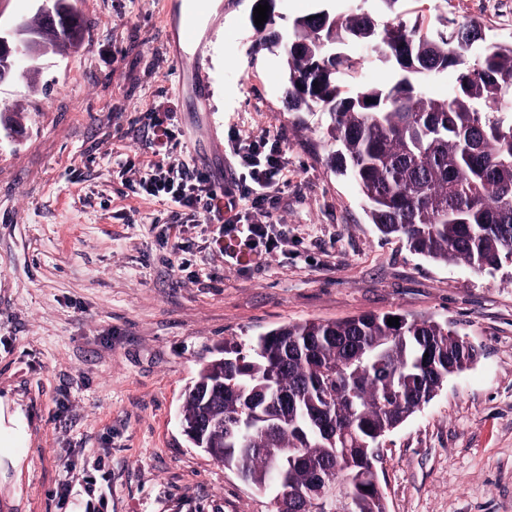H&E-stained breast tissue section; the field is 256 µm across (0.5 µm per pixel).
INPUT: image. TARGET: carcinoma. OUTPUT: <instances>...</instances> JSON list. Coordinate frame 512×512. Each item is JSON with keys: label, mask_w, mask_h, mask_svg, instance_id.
<instances>
[{"label": "carcinoma", "mask_w": 512, "mask_h": 512, "mask_svg": "<svg viewBox=\"0 0 512 512\" xmlns=\"http://www.w3.org/2000/svg\"><path fill=\"white\" fill-rule=\"evenodd\" d=\"M272 25L269 17L258 31L284 50L288 110L328 114L335 171L356 184L381 234L479 272L512 257V112L502 111L512 42L455 22L435 37L392 22L381 37L377 19L357 8L329 16L323 31L314 13L285 37ZM84 36L79 16L51 50L77 49ZM331 38L338 48L360 40L388 58L393 83L343 94L341 76L358 61L331 55ZM449 67L458 70L451 95L425 98L421 83ZM392 316L399 326L387 325ZM462 342L446 324L399 313L284 324L245 352L224 348L190 388L183 418L201 427L213 453L224 452V467L259 489L277 479L274 457L292 448L282 492L308 489L319 471L347 492L351 512H386L369 463L380 462L389 433L468 367Z\"/></svg>", "instance_id": "cac0c4a2"}]
</instances>
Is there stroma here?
Masks as SVG:
<instances>
[{"mask_svg": "<svg viewBox=\"0 0 512 512\" xmlns=\"http://www.w3.org/2000/svg\"><path fill=\"white\" fill-rule=\"evenodd\" d=\"M214 2L189 48L166 36L162 0H75L83 46L0 83L22 125L0 126V396L28 422L0 512H275L184 435L186 389L225 345L365 313L431 319L482 350L385 438L388 512H512V265L436 263L378 232L328 163L326 114L287 110L283 50L250 24L255 0ZM384 19L512 40V0H399ZM341 53L358 61L343 91L388 81L362 45ZM158 126L167 160L218 189L248 176L241 140L278 141L273 252L227 254L222 225L136 193Z\"/></svg>", "mask_w": 512, "mask_h": 512, "instance_id": "obj_1", "label": "stroma"}]
</instances>
